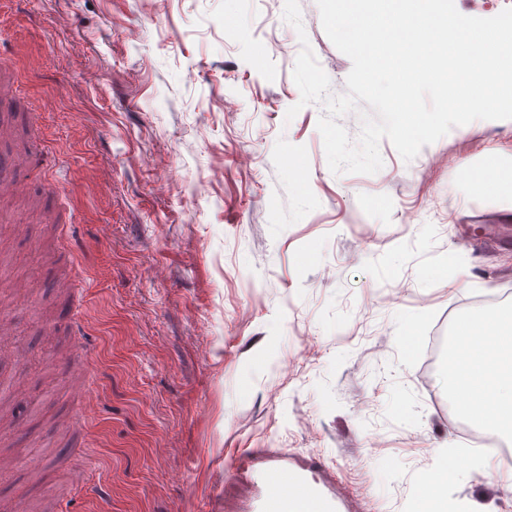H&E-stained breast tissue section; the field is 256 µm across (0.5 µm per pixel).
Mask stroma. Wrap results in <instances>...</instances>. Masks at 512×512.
<instances>
[{
  "mask_svg": "<svg viewBox=\"0 0 512 512\" xmlns=\"http://www.w3.org/2000/svg\"><path fill=\"white\" fill-rule=\"evenodd\" d=\"M261 0L252 30L289 51L257 71L227 37L224 0H0V67L35 153L8 176L58 224L9 208L0 309L13 323L0 386L21 375L25 434L0 502L24 512H249L224 477L245 448L340 468L352 512H404L429 448L480 435L448 402L460 309L512 314V193L467 188L512 164V119L479 120L404 161L389 140L374 174H334L293 80L301 50ZM332 87L348 56L316 0H299ZM136 41L123 40L128 28ZM99 72L97 83L83 80ZM171 181L155 190L157 173ZM165 267L166 277L155 274ZM28 286L27 295L14 291ZM83 421L84 432L69 430ZM85 469L81 486L68 473ZM444 508L512 512L482 479L435 471Z\"/></svg>",
  "mask_w": 512,
  "mask_h": 512,
  "instance_id": "35a3bbf8",
  "label": "stroma"
}]
</instances>
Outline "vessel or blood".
Returning <instances> with one entry per match:
<instances>
[{
	"mask_svg": "<svg viewBox=\"0 0 512 512\" xmlns=\"http://www.w3.org/2000/svg\"><path fill=\"white\" fill-rule=\"evenodd\" d=\"M323 467L316 458L298 464L285 452L258 448L226 460L224 476L257 489L251 512H342L341 493L313 478Z\"/></svg>",
	"mask_w": 512,
	"mask_h": 512,
	"instance_id": "1",
	"label": "vessel or blood"
}]
</instances>
